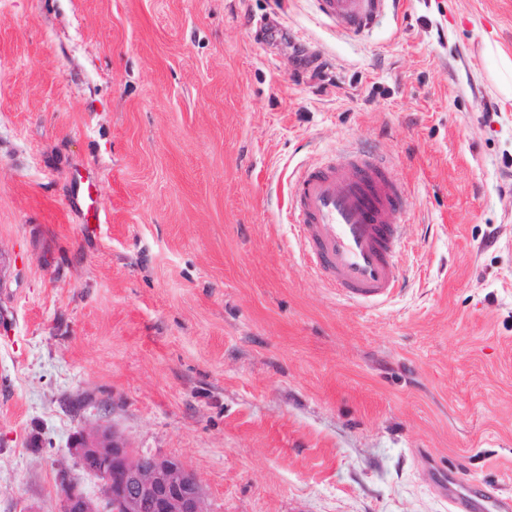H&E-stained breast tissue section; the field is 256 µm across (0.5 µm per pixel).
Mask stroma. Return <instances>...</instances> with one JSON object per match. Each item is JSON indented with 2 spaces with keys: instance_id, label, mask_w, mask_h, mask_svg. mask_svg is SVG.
<instances>
[{
  "instance_id": "35a3bbf8",
  "label": "stroma",
  "mask_w": 512,
  "mask_h": 512,
  "mask_svg": "<svg viewBox=\"0 0 512 512\" xmlns=\"http://www.w3.org/2000/svg\"><path fill=\"white\" fill-rule=\"evenodd\" d=\"M307 58L302 67L298 58ZM512 0H0V512H58L113 424L205 512L512 498ZM357 143L405 182L406 282L344 301L285 211ZM320 11L343 32L359 35L368 31L390 0H317Z\"/></svg>"
}]
</instances>
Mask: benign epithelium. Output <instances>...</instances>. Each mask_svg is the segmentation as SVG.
Instances as JSON below:
<instances>
[{
	"label": "benign epithelium",
	"instance_id": "7a95c632",
	"mask_svg": "<svg viewBox=\"0 0 512 512\" xmlns=\"http://www.w3.org/2000/svg\"><path fill=\"white\" fill-rule=\"evenodd\" d=\"M72 453L100 481L107 512H204L201 486L180 460L138 453L109 427L80 434ZM59 485V512H100L68 472Z\"/></svg>",
	"mask_w": 512,
	"mask_h": 512
}]
</instances>
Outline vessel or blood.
Masks as SVG:
<instances>
[{
    "label": "vessel or blood",
    "mask_w": 512,
    "mask_h": 512,
    "mask_svg": "<svg viewBox=\"0 0 512 512\" xmlns=\"http://www.w3.org/2000/svg\"><path fill=\"white\" fill-rule=\"evenodd\" d=\"M387 0H318L321 12L348 34L368 31ZM408 201L405 184L373 156L347 151L333 162L303 167L291 186L289 210L315 273L350 302L382 304L404 286L397 216ZM451 512H512V499L448 490Z\"/></svg>",
    "instance_id": "obj_1"
}]
</instances>
